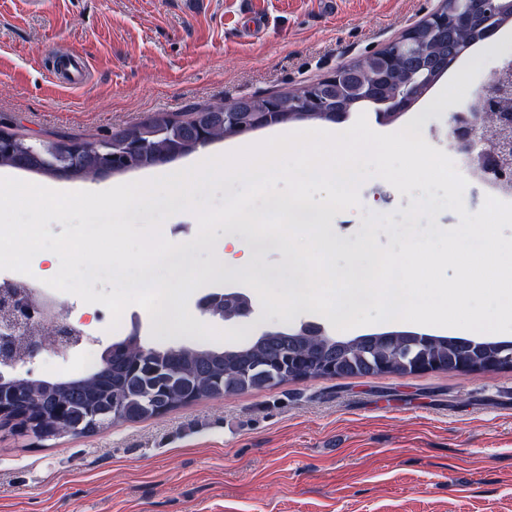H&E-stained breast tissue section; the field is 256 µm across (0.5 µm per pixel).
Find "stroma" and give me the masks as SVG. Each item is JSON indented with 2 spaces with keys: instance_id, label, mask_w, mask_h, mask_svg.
Wrapping results in <instances>:
<instances>
[{
  "instance_id": "35a3bbf8",
  "label": "stroma",
  "mask_w": 512,
  "mask_h": 512,
  "mask_svg": "<svg viewBox=\"0 0 512 512\" xmlns=\"http://www.w3.org/2000/svg\"><path fill=\"white\" fill-rule=\"evenodd\" d=\"M440 4L340 0L327 14L318 0H255L268 24L253 32L240 19L241 0H49L37 11L24 0H0V121L30 141L95 142L156 112L182 119L192 105L277 95L381 49ZM473 51L481 66L460 58L402 122L382 125L381 133L419 120L424 139L466 172L463 155L448 142V118L474 105L492 74L512 60V48ZM72 55L87 64L85 83L54 85L59 60ZM154 173L149 167L59 180L0 168V177L62 191H102ZM422 195L369 178L361 208L336 214V234L354 238L366 232L371 213H388L395 230L380 228L375 236L396 251L409 229L459 224L451 211L406 218ZM161 213L141 207L127 217L138 228L162 220L174 243L196 235L191 213ZM209 244L192 259L200 276L194 297L245 293L254 308L249 320L227 325L197 313L176 332L132 305L113 330L101 305L60 291L63 322L91 325L88 352L95 356L134 324L148 348L230 346L243 335L303 321L332 330L333 321L314 309L284 316L263 306L247 277L225 273L217 261L223 229ZM85 353L42 351L33 371L41 378L78 374ZM0 512H512V371L317 378L43 443L2 427Z\"/></svg>"
}]
</instances>
